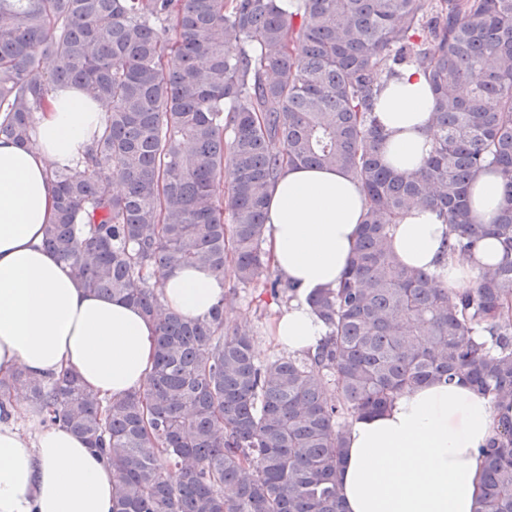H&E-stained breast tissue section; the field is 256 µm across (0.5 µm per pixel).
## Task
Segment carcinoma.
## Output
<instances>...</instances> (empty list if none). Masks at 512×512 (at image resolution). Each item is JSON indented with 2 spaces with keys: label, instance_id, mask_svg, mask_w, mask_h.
Wrapping results in <instances>:
<instances>
[{
  "label": "carcinoma",
  "instance_id": "1",
  "mask_svg": "<svg viewBox=\"0 0 512 512\" xmlns=\"http://www.w3.org/2000/svg\"><path fill=\"white\" fill-rule=\"evenodd\" d=\"M404 66L434 96L432 154L411 173L384 164L374 117ZM56 86L105 121L52 169L43 246L156 323L155 362L115 400L21 368L0 394L25 387L106 456L117 512H343L349 421L456 380L499 411L477 512H512V0H0V138L33 144ZM293 164L347 171L367 205L341 283L308 298L325 336L262 360L247 331L224 332L228 298L187 318L158 284L178 266L259 284L268 198ZM490 166L508 191L474 224L468 188ZM418 206L451 226L452 254L491 235L501 260L472 288L435 285L390 245ZM269 293L295 297L278 277Z\"/></svg>",
  "mask_w": 512,
  "mask_h": 512
}]
</instances>
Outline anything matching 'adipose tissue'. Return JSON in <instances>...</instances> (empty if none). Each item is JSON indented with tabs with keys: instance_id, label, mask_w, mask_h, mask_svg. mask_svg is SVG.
<instances>
[{
	"instance_id": "1",
	"label": "adipose tissue",
	"mask_w": 512,
	"mask_h": 512,
	"mask_svg": "<svg viewBox=\"0 0 512 512\" xmlns=\"http://www.w3.org/2000/svg\"><path fill=\"white\" fill-rule=\"evenodd\" d=\"M433 94L423 73L399 69L376 96L388 165L420 169L433 149ZM100 121L81 91L57 89L26 149L0 138V375H76L103 398L143 388L152 369L157 330L137 307L80 286L42 240L54 212L50 167L84 151ZM506 194L503 178L484 170L469 189L473 223L487 224ZM366 197L359 182L333 167L289 165L268 200L266 248L295 290L270 323L274 346L291 354L315 348L326 327L308 305L310 294L339 285L356 249ZM448 225L420 206L394 227L392 248L404 264L436 273L437 283L468 288L500 257L481 238L460 259L446 246ZM225 293L224 278L179 267L163 282L167 307L204 316ZM0 423V512H116L112 468L63 426L42 424L23 391L12 392ZM26 419L32 435L15 424ZM494 410L474 387L433 383L401 393L384 411L353 419L338 482L344 512H476Z\"/></svg>"
}]
</instances>
